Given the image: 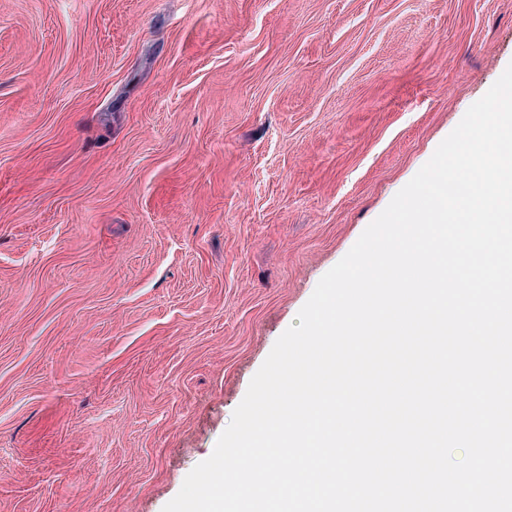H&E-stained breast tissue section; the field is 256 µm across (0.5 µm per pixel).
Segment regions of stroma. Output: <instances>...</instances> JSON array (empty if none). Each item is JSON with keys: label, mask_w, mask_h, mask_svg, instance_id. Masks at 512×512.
Returning <instances> with one entry per match:
<instances>
[{"label": "stroma", "mask_w": 512, "mask_h": 512, "mask_svg": "<svg viewBox=\"0 0 512 512\" xmlns=\"http://www.w3.org/2000/svg\"><path fill=\"white\" fill-rule=\"evenodd\" d=\"M511 64L512 0H0V512H162Z\"/></svg>", "instance_id": "stroma-1"}]
</instances>
